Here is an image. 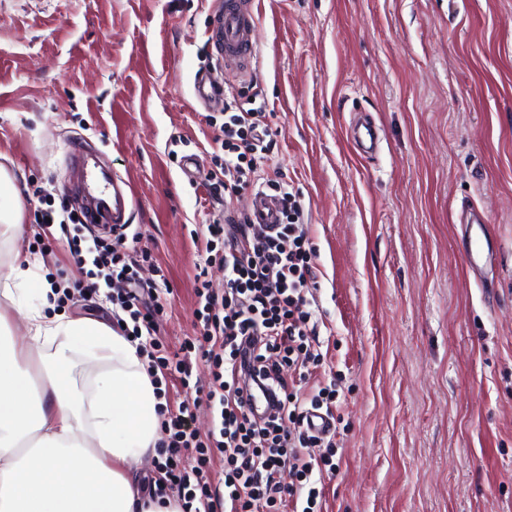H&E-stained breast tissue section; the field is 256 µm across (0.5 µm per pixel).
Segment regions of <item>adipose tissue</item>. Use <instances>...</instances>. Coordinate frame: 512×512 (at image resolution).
<instances>
[{
	"label": "adipose tissue",
	"instance_id": "ef3b65f1",
	"mask_svg": "<svg viewBox=\"0 0 512 512\" xmlns=\"http://www.w3.org/2000/svg\"><path fill=\"white\" fill-rule=\"evenodd\" d=\"M25 210L0 166V234H20ZM38 279L18 252L0 275V512H180L140 480L159 400L135 344L105 323L53 314ZM76 350L107 367L85 407L68 375Z\"/></svg>",
	"mask_w": 512,
	"mask_h": 512
}]
</instances>
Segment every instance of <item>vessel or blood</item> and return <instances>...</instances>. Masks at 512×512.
Here are the masks:
<instances>
[{"label":"vessel or blood","instance_id":"obj_1","mask_svg":"<svg viewBox=\"0 0 512 512\" xmlns=\"http://www.w3.org/2000/svg\"><path fill=\"white\" fill-rule=\"evenodd\" d=\"M257 16L254 0H243L236 7H223L212 14L207 37L217 50L214 71L197 75L194 94L203 105L223 100L224 76L246 74L256 55ZM70 164L81 188L79 209L88 224L109 234L126 227L133 206L129 181L113 171L106 155L86 140L69 144ZM280 202L265 193L254 194L249 211L254 223L277 221ZM463 244L475 268H483L496 257L497 246L482 230L484 217L474 207L463 208L459 215Z\"/></svg>","mask_w":512,"mask_h":512}]
</instances>
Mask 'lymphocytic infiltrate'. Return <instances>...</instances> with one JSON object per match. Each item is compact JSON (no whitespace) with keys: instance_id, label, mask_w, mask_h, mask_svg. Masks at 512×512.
Instances as JSON below:
<instances>
[{"instance_id":"1","label":"lymphocytic infiltrate","mask_w":512,"mask_h":512,"mask_svg":"<svg viewBox=\"0 0 512 512\" xmlns=\"http://www.w3.org/2000/svg\"><path fill=\"white\" fill-rule=\"evenodd\" d=\"M266 103L244 107L237 99L224 104V121L213 139L218 152L206 174L213 201L224 215L213 219L204 241L206 264L224 270L223 287H214L206 272L195 276L197 338L167 351L159 340L167 302L159 284L141 274L148 251H136L138 233L124 230L112 237L94 235L68 206L41 211L40 228L72 227L70 258L80 277L66 284L53 277L57 306L73 299H93L111 291L114 324L136 342L154 386L171 383L182 395L162 409L156 493L176 494L181 512H317L319 486L335 477V432L314 433L312 412L334 417L335 384L320 385L310 395L296 388L323 358L321 343L309 323L316 299L315 248L302 206L289 184L259 181L267 160L269 135ZM281 197L282 219L275 234L251 223L243 205L257 184ZM206 363L207 384H192L193 368ZM269 398L258 414L250 406L254 391ZM207 408L212 426L200 433L193 420ZM320 456H311V449ZM196 457L185 467V455ZM224 464L214 471L213 461Z\"/></svg>"}]
</instances>
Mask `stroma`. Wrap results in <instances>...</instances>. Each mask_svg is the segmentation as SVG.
<instances>
[{"instance_id":"1","label":"stroma","mask_w":512,"mask_h":512,"mask_svg":"<svg viewBox=\"0 0 512 512\" xmlns=\"http://www.w3.org/2000/svg\"><path fill=\"white\" fill-rule=\"evenodd\" d=\"M213 0H0V164L28 209L0 257L68 267L69 235L35 214L76 190L67 145L90 138L129 179L170 288L161 340L199 336L194 275L214 207L178 159L208 153L223 105L193 84L213 59ZM243 98L267 104L265 178L309 215L323 366L341 424L323 512H512V0H258ZM370 114L380 151L350 122ZM502 246L477 281L462 205Z\"/></svg>"}]
</instances>
